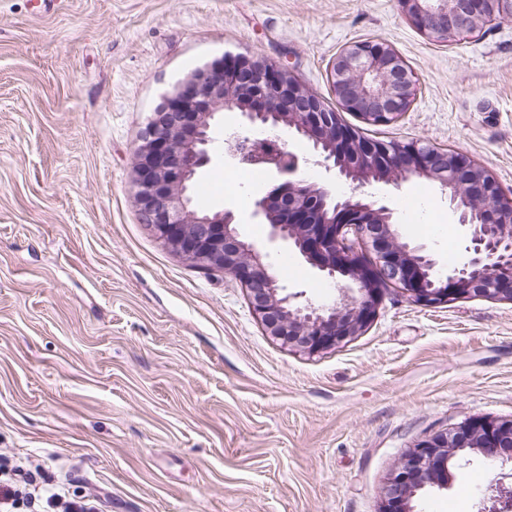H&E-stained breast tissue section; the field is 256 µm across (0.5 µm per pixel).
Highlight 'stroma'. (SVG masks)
<instances>
[{
    "mask_svg": "<svg viewBox=\"0 0 512 512\" xmlns=\"http://www.w3.org/2000/svg\"><path fill=\"white\" fill-rule=\"evenodd\" d=\"M389 43L417 87L396 123L345 121L366 139L468 155L512 198V20L436 43L396 0H0V465L40 471L99 512H379L396 464L469 417L512 418V302L438 307L388 288L373 322L306 355L268 336L247 292L172 252L135 203L146 118L205 62L286 66L335 105L345 45ZM223 112L199 211L230 210L281 286L319 303L336 288L248 223L267 172L224 161ZM385 197L404 241L461 262L466 232L419 179L355 187ZM492 475L465 453L417 512H479Z\"/></svg>",
    "mask_w": 512,
    "mask_h": 512,
    "instance_id": "35a3bbf8",
    "label": "stroma"
}]
</instances>
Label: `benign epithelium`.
<instances>
[{"instance_id":"benign-epithelium-1","label":"benign epithelium","mask_w":512,"mask_h":512,"mask_svg":"<svg viewBox=\"0 0 512 512\" xmlns=\"http://www.w3.org/2000/svg\"><path fill=\"white\" fill-rule=\"evenodd\" d=\"M397 6L438 43L512 18V0H397ZM331 86L336 110L273 61L225 56L196 68L151 113L135 151V203L145 223L174 253L240 283L265 332L309 355L364 331L387 286L424 307L472 297L512 301V199L493 174L455 151L365 139L343 117L349 112L369 125H390L410 109L416 84L402 57L383 41L346 45L332 63ZM226 110L251 126L292 132L312 147L316 163L353 183L417 177L437 184L456 223L467 230V261L447 270L424 246L402 241L387 204L338 197L302 179L300 162L308 159L287 149L261 151L248 136L226 139L225 159L262 166L280 178L251 210L252 219L270 227L269 243L292 247L327 278L347 281L337 300L298 301L301 294L279 285L232 211L191 207L192 181L211 161L212 126ZM469 451L492 470L512 463V419L468 418L417 443L388 478L379 512H414L417 492L448 486L450 466Z\"/></svg>"}]
</instances>
